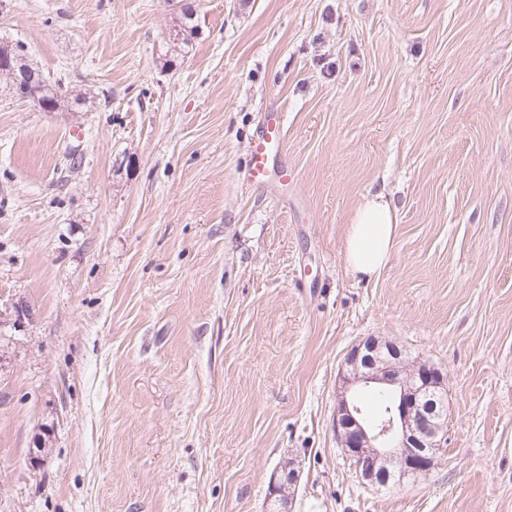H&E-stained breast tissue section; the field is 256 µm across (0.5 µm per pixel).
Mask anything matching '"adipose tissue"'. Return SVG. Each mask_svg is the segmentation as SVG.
<instances>
[{
	"mask_svg": "<svg viewBox=\"0 0 512 512\" xmlns=\"http://www.w3.org/2000/svg\"><path fill=\"white\" fill-rule=\"evenodd\" d=\"M396 208L383 193L368 194L356 209L345 240L352 273L376 274L387 263L396 237Z\"/></svg>",
	"mask_w": 512,
	"mask_h": 512,
	"instance_id": "1",
	"label": "adipose tissue"
}]
</instances>
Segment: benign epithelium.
<instances>
[{
	"label": "benign epithelium",
	"mask_w": 512,
	"mask_h": 512,
	"mask_svg": "<svg viewBox=\"0 0 512 512\" xmlns=\"http://www.w3.org/2000/svg\"><path fill=\"white\" fill-rule=\"evenodd\" d=\"M24 302L0 310V324L20 326L31 319ZM387 390L395 400L384 415L369 419L356 387ZM340 397L333 417L336 440L355 477L368 486L424 477L438 461L444 425L434 424L437 404L447 397L446 375L427 361L406 363L397 344L368 337L346 353L338 371ZM294 466L273 471L269 497L281 496L297 482Z\"/></svg>",
	"instance_id": "obj_1"
}]
</instances>
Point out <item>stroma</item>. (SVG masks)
<instances>
[{"label": "stroma", "instance_id": "35a3bbf8", "mask_svg": "<svg viewBox=\"0 0 512 512\" xmlns=\"http://www.w3.org/2000/svg\"><path fill=\"white\" fill-rule=\"evenodd\" d=\"M0 38L93 99L0 88V306L33 311L0 327V512H266L289 461L291 512H512V0H0ZM378 190L397 237L364 279ZM369 336L447 377L427 477L362 485L336 443ZM172 32H175L174 37L172 33L169 37L164 57L169 56L173 59H165L163 66H171L175 57H184L193 50L194 41L198 35V26L194 23L191 15H188L183 9L180 13H176L172 21ZM280 116L269 119L256 136L250 159L251 175L257 183H261L266 161V144L279 139L280 135ZM396 208L386 196L368 194L356 209L345 240L353 274L372 276L387 263L396 237ZM297 477L298 473L294 468V463L288 467H280L275 469L270 478L268 500L275 496H282L286 488H288V492H290L292 486H295V483L297 482ZM282 498L286 499L285 495H283ZM282 498L280 497L279 502H276V500L271 501L268 511L280 512L284 507Z\"/></svg>", "mask_w": 512, "mask_h": 512}]
</instances>
